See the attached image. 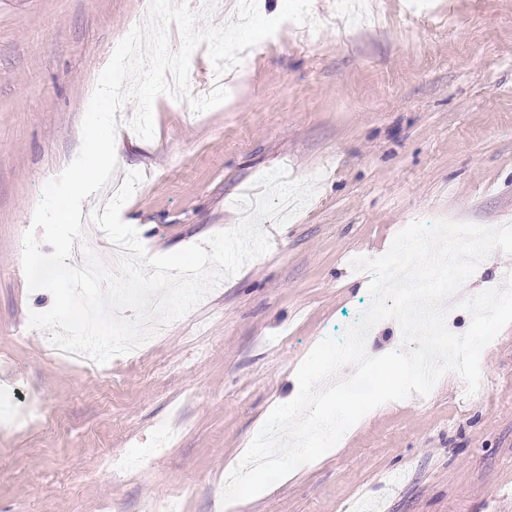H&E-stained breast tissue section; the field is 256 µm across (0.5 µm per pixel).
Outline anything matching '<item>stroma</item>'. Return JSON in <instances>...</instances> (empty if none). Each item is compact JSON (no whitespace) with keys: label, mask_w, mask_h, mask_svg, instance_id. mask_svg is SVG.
I'll return each instance as SVG.
<instances>
[{"label":"stroma","mask_w":512,"mask_h":512,"mask_svg":"<svg viewBox=\"0 0 512 512\" xmlns=\"http://www.w3.org/2000/svg\"><path fill=\"white\" fill-rule=\"evenodd\" d=\"M349 30L336 0H313L317 42L281 26L236 93L199 114L165 99L155 135H123L117 177L143 175L121 209L148 255L235 227V200L286 168L318 177L285 225L263 221L266 254L218 284L137 358L97 369L47 355L30 312L23 237L45 183L76 157L92 86L147 0H0V512H223L224 472L298 392L295 372L369 303L350 258L382 255L411 214L495 226L512 218V0H436L425 25L403 0ZM489 394L452 374L429 397L385 403L341 448L239 512H512V325L484 349ZM43 423L10 421L28 399ZM175 441L156 452V433ZM138 470L112 477L113 452Z\"/></svg>","instance_id":"35a3bbf8"}]
</instances>
